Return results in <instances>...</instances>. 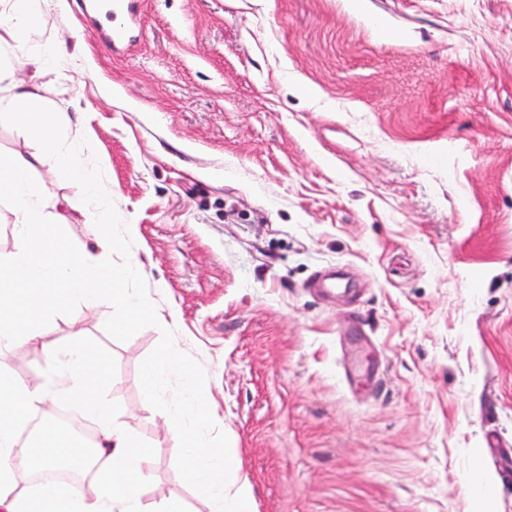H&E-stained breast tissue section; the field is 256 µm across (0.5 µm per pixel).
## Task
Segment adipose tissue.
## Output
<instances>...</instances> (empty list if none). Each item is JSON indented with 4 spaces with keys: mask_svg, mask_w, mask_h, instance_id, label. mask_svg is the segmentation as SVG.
I'll list each match as a JSON object with an SVG mask.
<instances>
[{
    "mask_svg": "<svg viewBox=\"0 0 512 512\" xmlns=\"http://www.w3.org/2000/svg\"><path fill=\"white\" fill-rule=\"evenodd\" d=\"M38 21L29 0H0V31L24 50L26 35ZM0 112L16 126L38 140L43 149L37 153L15 154L0 160V200H6L19 229L21 244L15 251L0 254V360H5L19 341H34L42 334L41 324L61 307L51 290L64 286L70 295L94 305L133 306L135 312L151 310L150 302L129 304L124 283L139 275L138 262L90 267L85 257L71 250L52 231L50 211L54 204L39 194L32 174L46 162L66 169L84 182L89 196L107 204L112 190L101 183L81 161V147L62 145L60 131L69 124L64 112L40 107L35 95L22 84L0 94ZM41 280L48 293L40 298L34 315L21 312L10 293L33 280ZM106 378L104 367L92 364L90 352L82 344L70 346L62 354V369L55 388L43 383L8 384L0 382V512H34L35 493L20 488L15 434L31 410L61 400L79 405L102 428L103 442L98 454L106 458L79 493L59 488L44 495L43 512H144L141 501L145 475L139 466L140 454L132 445L128 431L111 425L99 389Z\"/></svg>",
    "mask_w": 512,
    "mask_h": 512,
    "instance_id": "1",
    "label": "adipose tissue"
}]
</instances>
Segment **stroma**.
I'll use <instances>...</instances> for the list:
<instances>
[{"label": "stroma", "mask_w": 512, "mask_h": 512, "mask_svg": "<svg viewBox=\"0 0 512 512\" xmlns=\"http://www.w3.org/2000/svg\"><path fill=\"white\" fill-rule=\"evenodd\" d=\"M138 3L108 52L82 0H38L27 52L65 53L36 71L0 44V71L78 113L61 134L112 207L56 231L176 312L255 512H512V0ZM112 313L64 299L9 377L48 380L80 338L148 512H212L142 392L159 328L119 342Z\"/></svg>", "instance_id": "35a3bbf8"}]
</instances>
